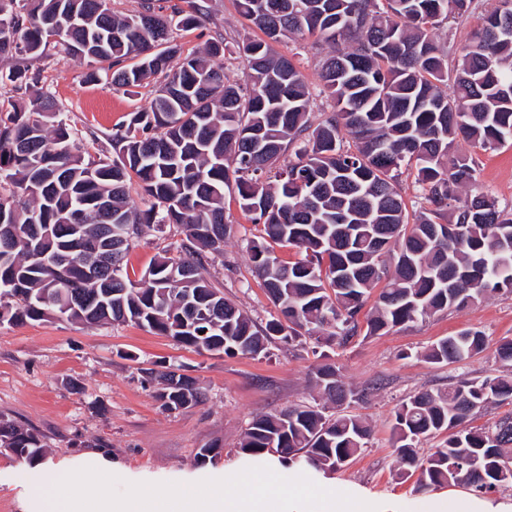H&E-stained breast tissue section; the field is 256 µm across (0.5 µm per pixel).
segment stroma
Instances as JSON below:
<instances>
[{
    "label": "stroma",
    "instance_id": "35a3bbf8",
    "mask_svg": "<svg viewBox=\"0 0 512 512\" xmlns=\"http://www.w3.org/2000/svg\"><path fill=\"white\" fill-rule=\"evenodd\" d=\"M212 18L206 33L232 40L255 35L239 16L233 0H210ZM37 80L23 100L50 96L58 110L83 136L104 137L129 112L149 107L150 87L127 95L85 78L87 66L56 51L28 60ZM458 151L479 164L483 192L512 204V146L494 151L459 143ZM225 215L233 232L224 256L208 264L210 280L225 298L257 323L276 314L252 272L246 240L255 231L233 197L225 199ZM179 237L176 226L158 231L143 227L127 256V272L139 280L161 249ZM487 337L486 350L463 364L435 365L424 361V348L464 329ZM512 338V295L491 294L462 312L439 313L384 336L357 337L327 356L311 344L272 340L260 356L197 353L172 338L128 324L88 326L48 319L0 325V418L37 434L43 453L34 461L0 448V512H32L27 474L59 465L79 453L99 449L112 457V473L124 483L194 484L222 479L253 466L238 443L255 416L316 397L314 370L329 361L340 366L347 385L369 389L368 398L351 407L371 427L372 436L355 460L342 471L326 475L306 469L320 486L363 499L398 504L414 512L423 501L414 489L416 478L401 474L392 453L394 410L421 390L447 388L462 377L511 375L512 367L496 357L503 338ZM183 369L203 388L204 399L182 411L166 410L156 383L146 381L148 369ZM210 449L201 458V449Z\"/></svg>",
    "mask_w": 512,
    "mask_h": 512
}]
</instances>
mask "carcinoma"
I'll return each instance as SVG.
<instances>
[{
    "label": "carcinoma",
    "mask_w": 512,
    "mask_h": 512,
    "mask_svg": "<svg viewBox=\"0 0 512 512\" xmlns=\"http://www.w3.org/2000/svg\"><path fill=\"white\" fill-rule=\"evenodd\" d=\"M235 4L264 38L211 37L201 55L175 34L205 28L206 0L168 14L143 0L123 17L112 0H0L1 59L37 58L51 45L85 61L88 79L126 93L163 75L151 106L109 136L111 158L89 153L49 99L0 100V325L57 310L90 325L138 324L198 352L258 355L277 336L343 347L512 294V206L478 190L476 159L457 152L461 140L482 151L512 141V0ZM460 21L472 28L458 48ZM287 35L328 49L319 65L330 111L319 120L299 67L274 49ZM214 58L237 62L243 81ZM405 169L421 192L412 214ZM133 178L153 199L146 210L129 206ZM230 189L257 228L247 250L280 313L263 326L207 277L204 258L224 256L232 231ZM144 224H175L184 238L133 281L125 258ZM275 244L297 258H280ZM486 346L482 331L464 330L423 359L461 364ZM146 374L169 411L203 398L184 374ZM314 376L336 413L315 402L257 417L240 453L336 473L367 447L369 426L342 406L368 392L333 364ZM508 401L512 378L491 374L404 400L392 448L418 473L416 491L466 485L481 497L512 487V414L490 429L460 428ZM442 433L443 444L419 455L422 439ZM0 447L33 461L42 445L0 419Z\"/></svg>",
    "instance_id": "cac0c4a2"
}]
</instances>
